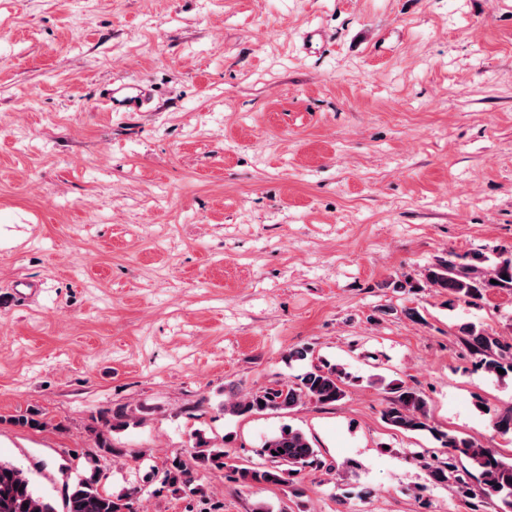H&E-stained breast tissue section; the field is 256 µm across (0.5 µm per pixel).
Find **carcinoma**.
<instances>
[{"label": "carcinoma", "instance_id": "cac0c4a2", "mask_svg": "<svg viewBox=\"0 0 512 512\" xmlns=\"http://www.w3.org/2000/svg\"><path fill=\"white\" fill-rule=\"evenodd\" d=\"M473 253L467 264L440 260L424 270L427 285L448 295V307L459 304L478 306L494 293L512 292V253L492 250ZM458 336L475 358V365L497 379L512 377V345L486 331L472 321L456 325ZM503 369L500 374L497 369ZM348 372L336 366L311 365L293 381L275 382L254 389L228 403L224 410L236 416H249L265 411L289 412L305 404L331 406L346 395L353 382ZM390 394L381 418L400 433H429L446 457L434 463L424 462L429 480L436 485L451 486L465 498L470 512H483L484 503L496 500L498 512H512V461L480 441L464 435L443 432L430 424L429 403L420 390L400 382L387 384ZM494 430L502 435L512 433V408L491 416ZM265 462L234 466L237 481L247 486H287L296 498L303 497L300 487L303 472L319 468L322 461L307 434L290 425L267 438L263 445ZM114 452L110 439L96 437L95 449L84 453L86 471L72 485L65 487L63 510L40 494L27 473L10 461L0 460V512H134L131 495H114L101 488L99 459ZM465 456L479 470L480 488L475 493L467 481L468 472L459 466ZM226 454L200 439L192 448V463L176 457L165 469L161 483L173 492L197 493L200 469L222 468Z\"/></svg>", "mask_w": 512, "mask_h": 512}]
</instances>
